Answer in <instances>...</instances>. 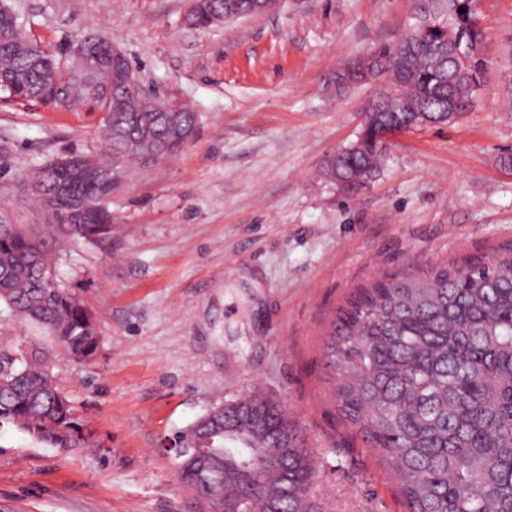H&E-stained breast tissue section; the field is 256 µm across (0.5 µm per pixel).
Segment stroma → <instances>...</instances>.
I'll list each match as a JSON object with an SVG mask.
<instances>
[{"instance_id":"stroma-1","label":"stroma","mask_w":512,"mask_h":512,"mask_svg":"<svg viewBox=\"0 0 512 512\" xmlns=\"http://www.w3.org/2000/svg\"><path fill=\"white\" fill-rule=\"evenodd\" d=\"M50 53L112 40L143 83L200 115L179 155L112 198L108 246L56 254L90 311L96 360L52 368L90 445L48 448L0 425V512H200L166 444L212 405L255 391L291 411L328 512H406L378 454L337 412L324 368L335 311L384 273L512 246V0H478L487 66L469 112L395 136L345 188L328 159L357 141L375 85H331L433 0H280L194 29L189 0H7ZM105 154L100 112L0 92V219L42 224L25 175L68 152Z\"/></svg>"}]
</instances>
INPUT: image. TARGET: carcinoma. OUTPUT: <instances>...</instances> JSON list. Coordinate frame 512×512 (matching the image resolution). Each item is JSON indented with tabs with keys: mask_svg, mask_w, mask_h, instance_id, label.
<instances>
[{
	"mask_svg": "<svg viewBox=\"0 0 512 512\" xmlns=\"http://www.w3.org/2000/svg\"><path fill=\"white\" fill-rule=\"evenodd\" d=\"M257 2L195 0L187 23L209 27L226 5L255 14ZM486 39L476 0H444L412 33L341 67L343 76L355 66L367 69L381 87L362 136L327 162L325 174L344 185L362 183L383 161L382 134L445 123L450 103L457 116L468 111ZM60 87L68 88L70 103L106 112L111 183L65 188L55 161L39 169L28 186L38 205H52L54 223L44 229L0 224V312L32 321L55 345L88 362L100 339L89 311L55 279L50 243L112 239L111 196L122 189L124 175L179 154L200 116L183 104L165 111L163 97L152 106L126 91L120 71L93 63L85 80L74 81L70 66L29 40L18 18L0 20V91L46 104ZM76 207L83 210L81 224L71 223ZM325 368L339 413L394 474L409 512H512V248L420 274H384L356 289L331 323ZM224 404L256 406L267 421L264 430L245 428L235 448L222 434L210 445L224 456V491L251 488L239 510L324 512L313 456L281 405L260 394ZM3 421L48 447L87 442L52 373L49 351L38 346L16 354L0 344ZM283 428L287 448L273 441ZM189 457L174 459L176 470L204 503L208 491Z\"/></svg>",
	"mask_w": 512,
	"mask_h": 512,
	"instance_id": "obj_1",
	"label": "carcinoma"
}]
</instances>
